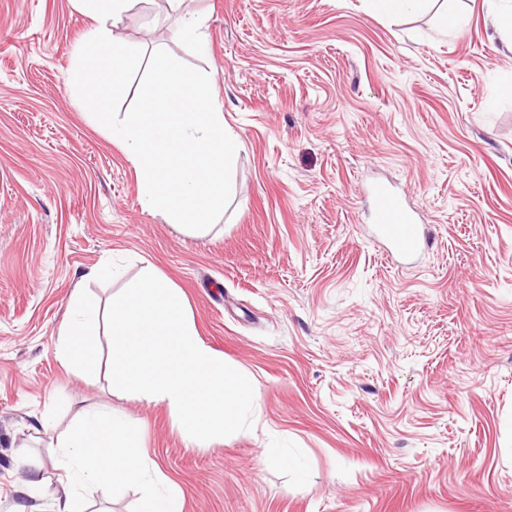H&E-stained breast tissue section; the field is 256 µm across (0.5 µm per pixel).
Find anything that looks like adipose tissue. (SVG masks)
Returning <instances> with one entry per match:
<instances>
[{
    "label": "adipose tissue",
    "mask_w": 512,
    "mask_h": 512,
    "mask_svg": "<svg viewBox=\"0 0 512 512\" xmlns=\"http://www.w3.org/2000/svg\"><path fill=\"white\" fill-rule=\"evenodd\" d=\"M57 468L65 492L56 512H86V497L104 486L135 487L140 512H182L181 494L169 482L121 417L95 410L78 413L57 437Z\"/></svg>",
    "instance_id": "ef3b65f1"
}]
</instances>
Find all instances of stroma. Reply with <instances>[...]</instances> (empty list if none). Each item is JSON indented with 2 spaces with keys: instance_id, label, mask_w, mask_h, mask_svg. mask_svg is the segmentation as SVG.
Listing matches in <instances>:
<instances>
[{
  "instance_id": "1",
  "label": "stroma",
  "mask_w": 512,
  "mask_h": 512,
  "mask_svg": "<svg viewBox=\"0 0 512 512\" xmlns=\"http://www.w3.org/2000/svg\"><path fill=\"white\" fill-rule=\"evenodd\" d=\"M183 10L136 0L113 34L207 74L238 139L231 203L201 234L143 210L125 150L75 95L93 25L77 0H0V512H55L54 437L86 408L138 428L183 512H512V0ZM375 182L424 216L416 267L368 236ZM108 260L181 289L250 379L252 429L189 448L164 406L67 372L69 295L119 294L81 279Z\"/></svg>"
}]
</instances>
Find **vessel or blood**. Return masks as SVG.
<instances>
[{"label":"vessel or blood","mask_w":512,"mask_h":512,"mask_svg":"<svg viewBox=\"0 0 512 512\" xmlns=\"http://www.w3.org/2000/svg\"><path fill=\"white\" fill-rule=\"evenodd\" d=\"M376 202L375 224L379 238L386 242L391 254L410 260L424 251L428 240L422 225L404 200L387 184L378 182L371 188Z\"/></svg>","instance_id":"vessel-or-blood-1"}]
</instances>
